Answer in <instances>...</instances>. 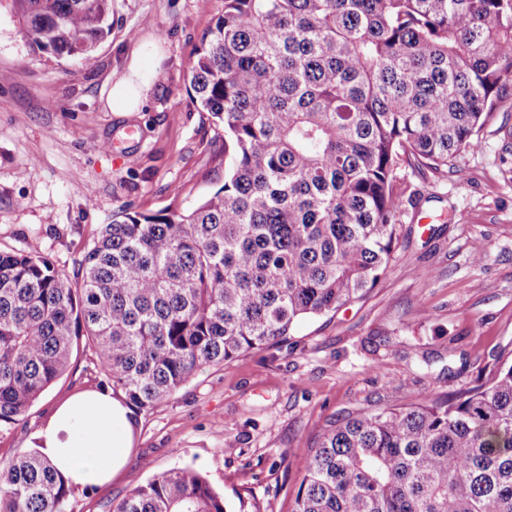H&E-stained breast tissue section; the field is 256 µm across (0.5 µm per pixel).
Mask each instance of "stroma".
<instances>
[{
	"mask_svg": "<svg viewBox=\"0 0 512 512\" xmlns=\"http://www.w3.org/2000/svg\"><path fill=\"white\" fill-rule=\"evenodd\" d=\"M224 0H112V35L90 59L35 53L0 0V248L32 249L69 271L120 208L183 207L224 182L222 127L190 88L203 32ZM152 79L138 112L107 103L131 54ZM453 173L400 167L399 238L361 299L300 321L273 345L207 369L137 415L126 466L72 512H112L153 475L202 472L231 512H288L316 434L332 418L443 394L512 357V101ZM85 356L0 430V464L53 407L93 388Z\"/></svg>",
	"mask_w": 512,
	"mask_h": 512,
	"instance_id": "stroma-1",
	"label": "stroma"
}]
</instances>
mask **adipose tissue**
Instances as JSON below:
<instances>
[{
    "label": "adipose tissue",
    "instance_id": "1",
    "mask_svg": "<svg viewBox=\"0 0 512 512\" xmlns=\"http://www.w3.org/2000/svg\"><path fill=\"white\" fill-rule=\"evenodd\" d=\"M151 88L135 55L107 102L111 111L137 112ZM135 430L133 411L122 400L106 392H82L57 406L28 445L39 449L73 486H103L125 465Z\"/></svg>",
    "mask_w": 512,
    "mask_h": 512
}]
</instances>
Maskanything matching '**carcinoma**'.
Wrapping results in <instances>:
<instances>
[{"label":"carcinoma","instance_id":"cac0c4a2","mask_svg":"<svg viewBox=\"0 0 512 512\" xmlns=\"http://www.w3.org/2000/svg\"><path fill=\"white\" fill-rule=\"evenodd\" d=\"M33 51L91 58L110 0H11ZM191 86L224 126V184L187 208H122L69 274L0 249V428L69 374L150 412L199 372L283 342L386 273L400 162L481 146L512 99V0H224ZM37 448L0 466V512H68ZM113 512H229L197 469L152 476ZM291 512H512V362L445 397L331 423Z\"/></svg>","mask_w":512,"mask_h":512}]
</instances>
